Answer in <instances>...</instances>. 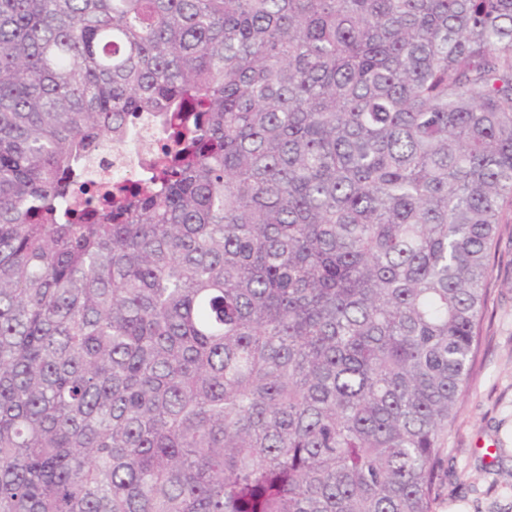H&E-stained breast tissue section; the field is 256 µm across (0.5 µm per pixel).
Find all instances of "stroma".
I'll use <instances>...</instances> for the list:
<instances>
[{
	"label": "stroma",
	"mask_w": 512,
	"mask_h": 512,
	"mask_svg": "<svg viewBox=\"0 0 512 512\" xmlns=\"http://www.w3.org/2000/svg\"><path fill=\"white\" fill-rule=\"evenodd\" d=\"M471 378L448 431L435 512H512V222L491 254Z\"/></svg>",
	"instance_id": "obj_1"
}]
</instances>
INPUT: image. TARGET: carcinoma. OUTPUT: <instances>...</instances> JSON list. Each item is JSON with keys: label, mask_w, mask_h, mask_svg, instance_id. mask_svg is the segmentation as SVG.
Wrapping results in <instances>:
<instances>
[{"label": "carcinoma", "mask_w": 512, "mask_h": 512, "mask_svg": "<svg viewBox=\"0 0 512 512\" xmlns=\"http://www.w3.org/2000/svg\"><path fill=\"white\" fill-rule=\"evenodd\" d=\"M508 211L512 0H0V512H434ZM139 117V125L130 140L119 145H105L93 155L90 167L97 180L132 181L157 157L162 144L160 134L149 116Z\"/></svg>", "instance_id": "carcinoma-1"}]
</instances>
